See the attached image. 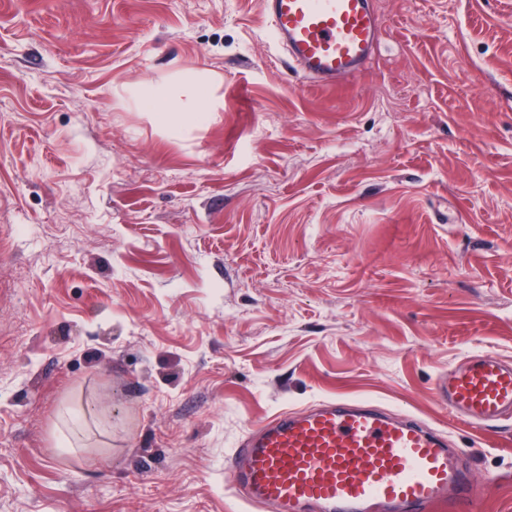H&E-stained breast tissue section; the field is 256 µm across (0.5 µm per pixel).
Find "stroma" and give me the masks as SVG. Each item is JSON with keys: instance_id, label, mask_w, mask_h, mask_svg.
I'll return each mask as SVG.
<instances>
[{"instance_id": "35a3bbf8", "label": "stroma", "mask_w": 512, "mask_h": 512, "mask_svg": "<svg viewBox=\"0 0 512 512\" xmlns=\"http://www.w3.org/2000/svg\"><path fill=\"white\" fill-rule=\"evenodd\" d=\"M367 67L287 72L261 0H0V512H243L252 426L368 398L468 449L435 382L512 362V0H372ZM206 70L163 130L135 86Z\"/></svg>"}]
</instances>
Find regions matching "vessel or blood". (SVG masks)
Returning a JSON list of instances; mask_svg holds the SVG:
<instances>
[{
    "instance_id": "vessel-or-blood-1",
    "label": "vessel or blood",
    "mask_w": 512,
    "mask_h": 512,
    "mask_svg": "<svg viewBox=\"0 0 512 512\" xmlns=\"http://www.w3.org/2000/svg\"><path fill=\"white\" fill-rule=\"evenodd\" d=\"M269 34L303 83L333 87L369 62L379 39L371 0H262ZM440 401L478 426L512 421V366L467 356L437 382ZM224 469L258 512H473L464 451L422 419L367 399L332 398L250 429Z\"/></svg>"
}]
</instances>
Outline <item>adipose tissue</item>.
I'll return each instance as SVG.
<instances>
[{
	"instance_id": "adipose-tissue-1",
	"label": "adipose tissue",
	"mask_w": 512,
	"mask_h": 512,
	"mask_svg": "<svg viewBox=\"0 0 512 512\" xmlns=\"http://www.w3.org/2000/svg\"><path fill=\"white\" fill-rule=\"evenodd\" d=\"M213 81L207 71L178 72L162 82H145L135 90L137 103L153 112L157 123L176 133L200 121L210 110L205 90Z\"/></svg>"
}]
</instances>
